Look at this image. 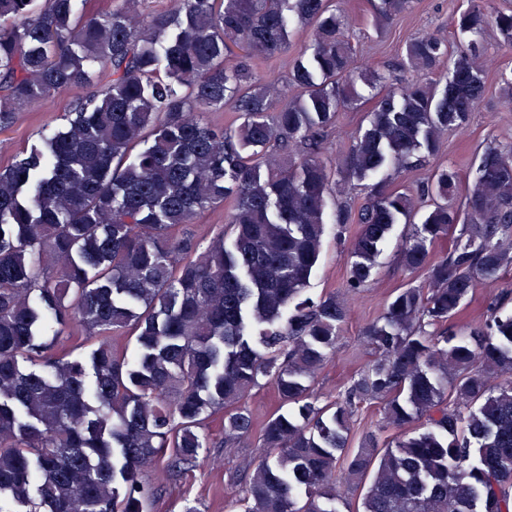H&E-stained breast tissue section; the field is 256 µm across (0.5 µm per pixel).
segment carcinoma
I'll return each instance as SVG.
<instances>
[{
  "label": "carcinoma",
  "mask_w": 512,
  "mask_h": 512,
  "mask_svg": "<svg viewBox=\"0 0 512 512\" xmlns=\"http://www.w3.org/2000/svg\"><path fill=\"white\" fill-rule=\"evenodd\" d=\"M0 0V131L25 103L88 86L66 124L0 167V512H149L144 479L167 459L182 469L209 447L254 429L241 401L265 381L280 407L261 426L253 472L229 512H512V312L508 293L457 336L476 288L512 269V142L476 154L467 181L437 163L441 137L468 128L486 64L512 52V9L468 0L452 37L406 42L392 83L358 64L335 0H174L168 13L131 6L85 20L76 0ZM413 0H377L386 29ZM313 29L285 79L254 61ZM498 36L497 49L484 39ZM376 91L367 123L327 164L338 113ZM512 105V66L498 77ZM228 108L225 129L208 115ZM430 168L411 190L388 171ZM368 189L337 208L358 225L345 288L368 286L383 245L431 201L400 246L422 285L394 290L365 329L374 357L335 401L312 383L340 349L350 315L334 293L302 298L327 223L332 188ZM233 200V238L203 250L185 225ZM448 251L431 259L433 245ZM80 327L87 355L54 351ZM126 332L131 351L112 340ZM379 405L393 431L348 447L354 417Z\"/></svg>",
  "instance_id": "cac0c4a2"
}]
</instances>
